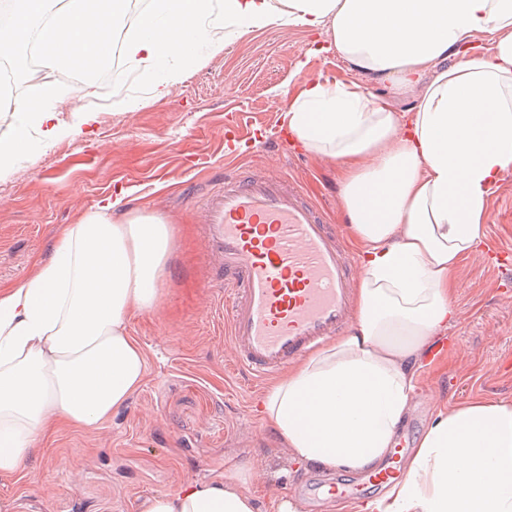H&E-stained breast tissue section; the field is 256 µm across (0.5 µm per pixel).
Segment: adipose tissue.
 <instances>
[{
  "label": "adipose tissue",
  "mask_w": 512,
  "mask_h": 512,
  "mask_svg": "<svg viewBox=\"0 0 512 512\" xmlns=\"http://www.w3.org/2000/svg\"><path fill=\"white\" fill-rule=\"evenodd\" d=\"M131 0H9L0 52L39 42L32 95L0 91V112L57 130L47 101L61 75L92 78L113 52L153 69V99L177 82L164 70L200 44L215 51L272 23L326 32L355 81L303 82L284 114L289 136L338 162L362 274L348 335L271 381L263 423L293 459L369 472L395 448L415 396L414 364L459 318L456 276L483 239L486 201L512 166V0H153L122 41ZM492 53L471 58V35ZM112 203L59 232L47 261L0 292V476H24L39 443L111 420L142 385L147 360L128 322L154 309L174 227L153 214L117 222ZM139 512H257L230 474L186 481ZM347 512H512V404L474 399L438 410L402 477Z\"/></svg>",
  "instance_id": "obj_1"
}]
</instances>
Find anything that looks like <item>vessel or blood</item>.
<instances>
[{
    "mask_svg": "<svg viewBox=\"0 0 512 512\" xmlns=\"http://www.w3.org/2000/svg\"><path fill=\"white\" fill-rule=\"evenodd\" d=\"M203 208L239 369L268 380L347 328L358 258L294 178L228 172Z\"/></svg>",
    "mask_w": 512,
    "mask_h": 512,
    "instance_id": "vessel-or-blood-1",
    "label": "vessel or blood"
}]
</instances>
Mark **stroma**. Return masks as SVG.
I'll list each match as a JSON object with an SVG mask.
<instances>
[{"instance_id":"1","label":"stroma","mask_w":512,"mask_h":512,"mask_svg":"<svg viewBox=\"0 0 512 512\" xmlns=\"http://www.w3.org/2000/svg\"><path fill=\"white\" fill-rule=\"evenodd\" d=\"M330 41L324 32L272 24L216 54L200 46L194 59L178 62L183 76L159 101L142 71L124 65L114 77L103 68L91 93L65 83L52 104L61 128L55 139L29 127L28 151L0 174V289L28 277L49 257L62 227L110 198L126 215L160 216L176 232L157 307L129 323L148 360L143 385L104 428L63 432L35 454L25 477L1 478L0 497L13 499L14 512H137L146 497L223 471L243 491H259V512H278L285 502L298 512H330L317 467L294 462L259 418L264 386L228 371L233 352L210 286L218 264L202 210L224 182L225 163L234 162L294 176L325 222L346 233L338 164L304 150L285 156L271 146L300 84L320 75L352 78L336 52L310 56ZM122 99L135 109L120 108ZM236 118L243 132H259L260 142L228 145L224 129ZM482 244L458 274L460 316L447 330L446 354L421 359L417 369L416 395L398 432L406 452L439 408L476 398L512 402V292L499 288L501 273L482 253L512 247V168L488 199ZM60 455L81 471L79 484L57 469ZM44 481L54 485L52 497L40 494Z\"/></svg>"}]
</instances>
